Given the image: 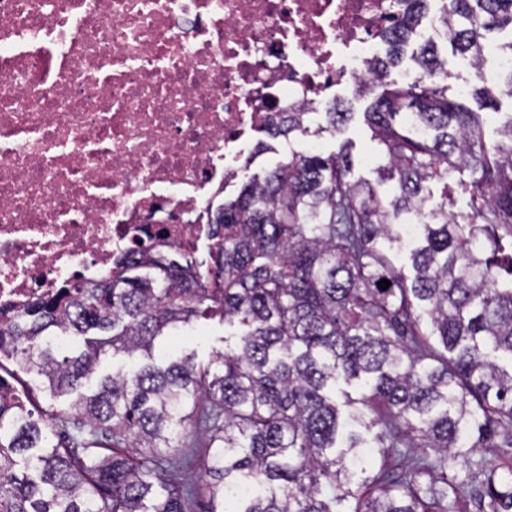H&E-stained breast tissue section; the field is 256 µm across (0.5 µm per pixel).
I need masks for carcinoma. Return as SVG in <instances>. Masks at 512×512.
I'll list each match as a JSON object with an SVG mask.
<instances>
[{
    "label": "carcinoma",
    "mask_w": 512,
    "mask_h": 512,
    "mask_svg": "<svg viewBox=\"0 0 512 512\" xmlns=\"http://www.w3.org/2000/svg\"><path fill=\"white\" fill-rule=\"evenodd\" d=\"M399 3L361 89L386 159L377 183L351 178L347 142L291 151L209 214L206 269L132 251L100 281L0 308V350L51 399L77 395L50 419L0 395V512H194L197 498L206 512H512V117L487 142L479 113L448 97L433 39L411 83L390 79L425 10ZM504 28L512 0H446L434 22L474 69ZM351 116L334 101L316 133ZM264 131L292 143L310 127L281 112ZM419 209L400 265L399 228ZM201 317L238 341L205 366L153 362L158 338ZM55 336L78 352L58 358ZM109 352L136 369L81 392ZM181 435L205 448L194 482L173 478L192 464ZM244 484L263 494L233 495Z\"/></svg>",
    "instance_id": "obj_1"
}]
</instances>
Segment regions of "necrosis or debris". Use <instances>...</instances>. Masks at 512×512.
Wrapping results in <instances>:
<instances>
[{"label":"necrosis or debris","mask_w":512,"mask_h":512,"mask_svg":"<svg viewBox=\"0 0 512 512\" xmlns=\"http://www.w3.org/2000/svg\"><path fill=\"white\" fill-rule=\"evenodd\" d=\"M396 0H0V305L198 253L278 112L368 77Z\"/></svg>","instance_id":"obj_1"}]
</instances>
